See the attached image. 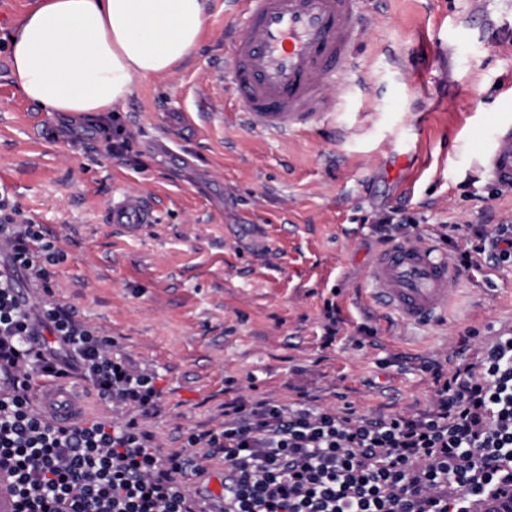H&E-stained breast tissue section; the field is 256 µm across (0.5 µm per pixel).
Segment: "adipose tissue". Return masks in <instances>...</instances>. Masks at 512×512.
Wrapping results in <instances>:
<instances>
[{
  "mask_svg": "<svg viewBox=\"0 0 512 512\" xmlns=\"http://www.w3.org/2000/svg\"><path fill=\"white\" fill-rule=\"evenodd\" d=\"M208 20L207 0H42L13 34L11 77L49 111L112 113L136 80L172 74Z\"/></svg>",
  "mask_w": 512,
  "mask_h": 512,
  "instance_id": "adipose-tissue-1",
  "label": "adipose tissue"
}]
</instances>
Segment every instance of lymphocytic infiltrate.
<instances>
[{
  "mask_svg": "<svg viewBox=\"0 0 512 512\" xmlns=\"http://www.w3.org/2000/svg\"><path fill=\"white\" fill-rule=\"evenodd\" d=\"M0 467L16 512H192V456L161 457L135 421L60 425L38 412L30 373L79 368L102 397L155 408L148 373L110 356L73 311L33 304L20 273L50 283L57 251L38 225L0 213ZM441 379L433 410L355 417L304 403L235 402L208 447L224 455L213 512H473L512 495V333Z\"/></svg>",
  "mask_w": 512,
  "mask_h": 512,
  "instance_id": "1",
  "label": "lymphocytic infiltrate"
}]
</instances>
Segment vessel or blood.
I'll return each mask as SVG.
<instances>
[{
	"instance_id": "b4317fda",
	"label": "vessel or blood",
	"mask_w": 512,
	"mask_h": 512,
	"mask_svg": "<svg viewBox=\"0 0 512 512\" xmlns=\"http://www.w3.org/2000/svg\"><path fill=\"white\" fill-rule=\"evenodd\" d=\"M247 16L233 43L224 78L238 93L250 124L274 132L314 126L336 100L328 89L336 67L354 68L362 0H241ZM485 177L512 191V123L500 125L482 155ZM112 223L138 232L156 216L144 197L113 201ZM372 298L405 321L428 323L447 309L459 280L457 266L434 247L390 244L369 265ZM46 412L58 422L75 419V404L62 381L40 386Z\"/></svg>"
}]
</instances>
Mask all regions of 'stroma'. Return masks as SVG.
I'll return each mask as SVG.
<instances>
[{"label":"stroma","mask_w":512,"mask_h":512,"mask_svg":"<svg viewBox=\"0 0 512 512\" xmlns=\"http://www.w3.org/2000/svg\"><path fill=\"white\" fill-rule=\"evenodd\" d=\"M41 0H0V193L17 222L41 225L59 250L50 293L34 302L75 313L112 354L156 377L157 406L142 412L100 399L80 371L67 381L82 421L135 420L162 454L220 431L225 403L306 400L355 415H413L452 372L512 330V259L462 271L445 320L400 321L360 297L382 247L376 219L403 210L405 242L449 258L479 244L472 226L512 217L479 174L496 128L512 121V0H369L354 46L356 72L339 71L336 106L296 134L247 126L222 71L245 15L209 0L198 49L171 75L137 81L120 124L134 161L117 159L94 129L14 87L9 37ZM421 160L411 182L389 164L400 144ZM146 196L156 223L131 234L109 218L113 200ZM339 310L326 340V302ZM470 347L460 351L459 340ZM196 512L224 485V459L194 449Z\"/></svg>","instance_id":"obj_1"}]
</instances>
